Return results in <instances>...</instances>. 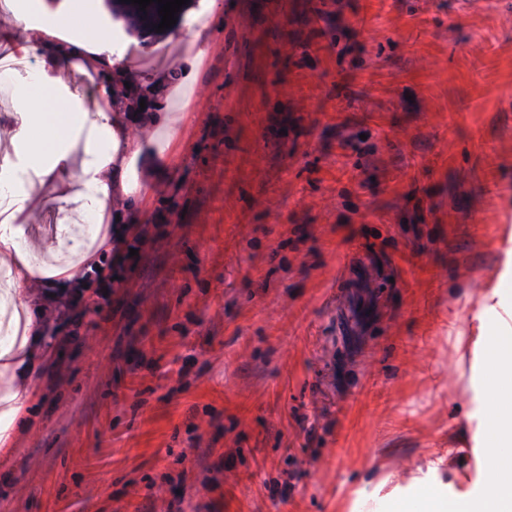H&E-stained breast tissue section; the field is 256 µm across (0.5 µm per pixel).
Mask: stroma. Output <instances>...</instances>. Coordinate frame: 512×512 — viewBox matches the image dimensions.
<instances>
[{
  "mask_svg": "<svg viewBox=\"0 0 512 512\" xmlns=\"http://www.w3.org/2000/svg\"><path fill=\"white\" fill-rule=\"evenodd\" d=\"M27 17L128 48L150 111L182 119L168 148L130 123L136 254L102 260L83 317L46 312L0 512H415L478 484L454 337L512 267V0H192L148 45L103 0ZM24 66L94 109L73 64ZM452 448L456 475L432 471Z\"/></svg>",
  "mask_w": 512,
  "mask_h": 512,
  "instance_id": "1",
  "label": "stroma"
}]
</instances>
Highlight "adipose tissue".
I'll return each instance as SVG.
<instances>
[{
    "instance_id": "obj_1",
    "label": "adipose tissue",
    "mask_w": 512,
    "mask_h": 512,
    "mask_svg": "<svg viewBox=\"0 0 512 512\" xmlns=\"http://www.w3.org/2000/svg\"><path fill=\"white\" fill-rule=\"evenodd\" d=\"M24 37L11 49L15 58L41 48L49 64L80 59L82 72H99L102 64L124 71L125 55L115 52L108 38L89 42H58L56 27L27 23L16 14ZM96 111L75 112L60 97L38 88L19 91L17 104L27 114L36 134L27 138L35 186L69 206L72 214L96 216L93 233H77L70 224L53 227L55 247L29 243L31 221L29 193H16L0 182V260L7 274L0 280V447L8 448L15 432L26 430L25 407L35 398L33 383L48 352L46 324L42 319L47 300L38 286L47 284L66 292L81 272L96 268L111 252L122 233L115 223L130 198L144 200L147 191H135L130 170L144 155L142 141L130 134L122 113L112 109V90L99 89ZM107 135L99 145L98 132ZM490 303L479 319L474 337L458 334L457 348L474 346L494 367L482 375L474 389L479 420L478 437L487 457L480 487L455 499L428 490L426 512H512V290L494 288Z\"/></svg>"
}]
</instances>
